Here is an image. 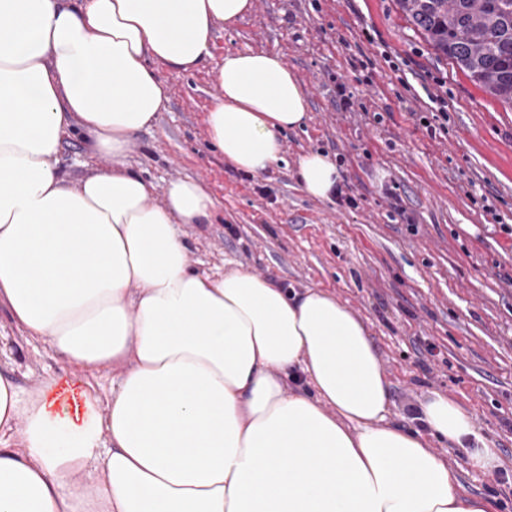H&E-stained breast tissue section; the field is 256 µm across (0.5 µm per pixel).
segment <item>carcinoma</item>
<instances>
[{
    "instance_id": "cac0c4a2",
    "label": "carcinoma",
    "mask_w": 512,
    "mask_h": 512,
    "mask_svg": "<svg viewBox=\"0 0 512 512\" xmlns=\"http://www.w3.org/2000/svg\"><path fill=\"white\" fill-rule=\"evenodd\" d=\"M412 30L512 106V0H397Z\"/></svg>"
}]
</instances>
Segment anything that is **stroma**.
Returning <instances> with one entry per match:
<instances>
[{"mask_svg": "<svg viewBox=\"0 0 512 512\" xmlns=\"http://www.w3.org/2000/svg\"><path fill=\"white\" fill-rule=\"evenodd\" d=\"M216 23L196 70L160 68L163 106L138 132L129 162L164 188L200 182L211 223L186 228L191 267L244 266L286 288L336 294L366 324L391 384L389 419L426 392L456 399L500 451L506 483L460 475L471 493L512 512V107L438 57L397 0H254ZM281 56L307 93V118L283 135L282 159L254 176L225 162L206 116L225 53ZM337 161L342 193L319 200L299 158ZM66 137L70 181L106 167ZM0 371L22 390L71 369L15 326L0 305Z\"/></svg>", "mask_w": 512, "mask_h": 512, "instance_id": "obj_1", "label": "stroma"}]
</instances>
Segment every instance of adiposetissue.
Returning <instances> with one entry per match:
<instances>
[{
  "instance_id": "adipose-tissue-1",
  "label": "adipose tissue",
  "mask_w": 512,
  "mask_h": 512,
  "mask_svg": "<svg viewBox=\"0 0 512 512\" xmlns=\"http://www.w3.org/2000/svg\"><path fill=\"white\" fill-rule=\"evenodd\" d=\"M253 0H0V305L73 371L21 391L0 374V512H494L461 466L499 455L471 414L431 392L417 428L389 422L390 383L364 322L320 288L289 291L242 267L205 274L184 226L215 202L126 161L163 103L156 64L190 72L216 22ZM209 140L254 176L282 158L307 94L279 55L225 54ZM84 135L108 167L68 182L62 139ZM298 179L331 199L335 161ZM124 364L101 395L108 364ZM303 377L304 387L288 388ZM460 466V467H461Z\"/></svg>"
}]
</instances>
